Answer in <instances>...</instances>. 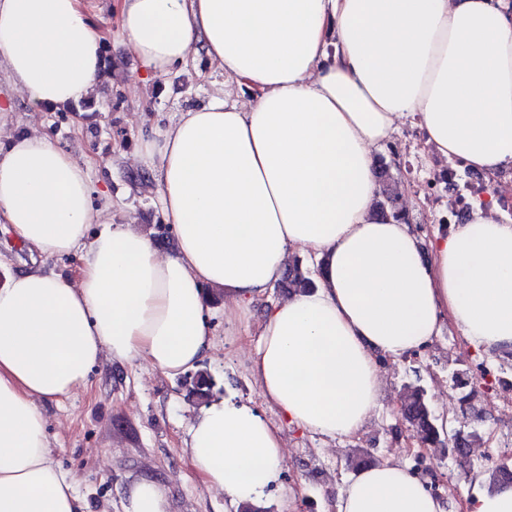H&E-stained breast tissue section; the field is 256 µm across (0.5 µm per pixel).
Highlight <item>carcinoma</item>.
I'll list each match as a JSON object with an SVG mask.
<instances>
[{"label":"carcinoma","mask_w":512,"mask_h":512,"mask_svg":"<svg viewBox=\"0 0 512 512\" xmlns=\"http://www.w3.org/2000/svg\"><path fill=\"white\" fill-rule=\"evenodd\" d=\"M392 162L381 161L378 166L379 195L381 196L380 211L401 222L407 221L406 204L390 192ZM315 286L314 271L302 261L297 260L288 269L283 279L277 284L279 288L291 291L312 288ZM215 383L211 375L205 370H198L187 374L181 381L187 399L202 402L207 399ZM400 414L402 420L416 438L418 443L427 448H445L456 458L465 457L464 449L473 442L475 433L468 434L461 430L452 433L436 423V416L432 410L426 390L417 384L408 383L400 401Z\"/></svg>","instance_id":"obj_1"}]
</instances>
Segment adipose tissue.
Wrapping results in <instances>:
<instances>
[{"label":"adipose tissue","mask_w":512,"mask_h":512,"mask_svg":"<svg viewBox=\"0 0 512 512\" xmlns=\"http://www.w3.org/2000/svg\"><path fill=\"white\" fill-rule=\"evenodd\" d=\"M147 78L195 49L224 77L137 149L176 240L95 205L89 157L37 124L10 126L0 98V223L76 277L29 268L0 283V512H78L40 408L87 388L104 357L168 375L212 348L208 290L226 309L263 305L250 369L278 422L205 403L185 450L234 512L281 477L284 429L342 442L380 406L382 360L453 325L512 354V219L474 209L444 233L382 216L375 154L419 119L440 158L512 166V0H110ZM104 42L84 0H0V71L37 108L98 97ZM100 232H92V225ZM322 276L267 303L292 252ZM464 512H512V484L475 474ZM336 512H448L405 464L358 470Z\"/></svg>","instance_id":"adipose-tissue-1"}]
</instances>
